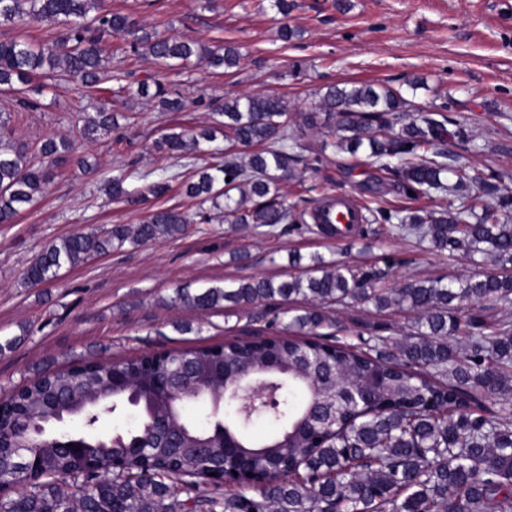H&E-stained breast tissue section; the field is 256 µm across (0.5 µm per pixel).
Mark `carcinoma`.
Segmentation results:
<instances>
[{
    "mask_svg": "<svg viewBox=\"0 0 512 512\" xmlns=\"http://www.w3.org/2000/svg\"><path fill=\"white\" fill-rule=\"evenodd\" d=\"M50 27L49 39L0 40V90L17 111L0 112V224L45 195L60 162L79 142L111 138L119 115L80 112L70 139H44L32 148L5 141L24 112L35 77L78 79L89 89L112 81L118 92L148 98L170 112L182 109L167 72L203 62L231 69L241 56L196 40H178L103 0H0V27ZM120 36L129 52L157 66L147 78L110 68L107 38ZM323 148L362 151L412 200L448 193L430 208L361 206L364 231L397 230L448 258L490 257L491 271L445 280L377 287L382 271L326 262L318 255L298 276L249 278L227 288H179L171 302L207 312L244 311L280 299L288 336L224 342L103 361H77L31 378L0 403V512H512V175L476 174L475 192L461 177L442 182L448 136L460 144L462 126L448 131V107L415 108L402 91L371 84L327 87ZM222 120L198 132L169 128L151 148L192 159L197 180L183 181L187 198L221 211L226 224L275 227L314 224L327 237L336 226L322 208L286 206L281 181L296 179L301 156L294 123L275 93L210 98ZM224 145L216 144L217 134ZM210 160L199 163V154ZM231 180H226V177ZM145 175L133 168L108 181L117 202H132L127 185ZM180 174L159 175L144 192L165 195ZM192 220L178 207L157 208L138 224L80 231L47 244L22 277L26 288L56 280L127 242L135 246L182 237ZM354 301L414 316L400 338L385 326L340 340L332 307ZM329 332L321 333L319 329ZM466 341L459 350L457 340ZM275 364L276 399L265 418L277 430L257 440L240 415L193 418V402L217 406L224 390ZM133 415L112 437L99 436L104 410ZM79 426L84 447L72 451L32 431L57 421ZM247 490L214 495L224 481Z\"/></svg>",
    "mask_w": 512,
    "mask_h": 512,
    "instance_id": "obj_1",
    "label": "carcinoma"
}]
</instances>
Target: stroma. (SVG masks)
Instances as JSON below:
<instances>
[{
    "label": "stroma",
    "mask_w": 512,
    "mask_h": 512,
    "mask_svg": "<svg viewBox=\"0 0 512 512\" xmlns=\"http://www.w3.org/2000/svg\"><path fill=\"white\" fill-rule=\"evenodd\" d=\"M288 15L271 0H104L106 9L131 13L167 34L197 39L210 47L234 45L238 67L206 65L172 71L169 83L184 101L179 112L161 111L145 98L96 94L78 83L44 89L38 111L14 129L18 143L35 144L71 134L78 112L107 106L129 113L118 132L120 148L102 142L80 146L91 154L94 173L75 162L58 169L48 193L21 210L15 223L0 224V337L17 346L0 355V397L39 373L79 359L109 361L222 342L240 333L286 334L288 319L276 305L246 312H198L170 305L178 288L227 286L240 279L292 275L288 254H320L325 260L389 269L386 286L407 280L451 278L472 272L465 260L429 251L416 238L398 234H355L329 239L289 224L258 233L212 220L193 224L176 240L124 246L68 270L60 279L30 290L23 272L49 242L95 225L136 224L159 206L193 210L180 185L163 197L138 204L112 201L104 184L117 173L121 157L141 172L184 171L181 159L146 150V143L171 126L211 124V111L198 104L197 89L223 97L231 93H276L300 123L297 132L305 170L301 182H284L286 204L319 203L345 196L362 206H409L402 189L386 180L364 155L322 147L321 126L305 125L307 113L321 109L333 84L399 86L419 78L418 107L450 103L449 116L461 123L470 148L455 165L462 171L512 172V0H290ZM302 29V38L282 42L280 25ZM303 67L290 73V63ZM342 338L355 340L361 326L383 323L391 333L408 330L407 312H375L356 304L338 308Z\"/></svg>",
    "instance_id": "1"
}]
</instances>
